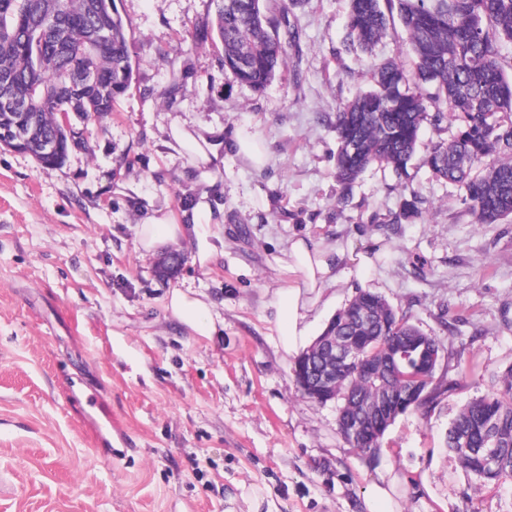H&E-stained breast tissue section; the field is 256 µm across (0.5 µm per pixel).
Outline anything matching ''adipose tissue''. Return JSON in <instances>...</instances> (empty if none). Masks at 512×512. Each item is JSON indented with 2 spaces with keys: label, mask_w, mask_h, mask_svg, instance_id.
I'll return each instance as SVG.
<instances>
[{
  "label": "adipose tissue",
  "mask_w": 512,
  "mask_h": 512,
  "mask_svg": "<svg viewBox=\"0 0 512 512\" xmlns=\"http://www.w3.org/2000/svg\"><path fill=\"white\" fill-rule=\"evenodd\" d=\"M170 145L180 154L188 156L194 164L210 166L203 177L201 201L190 214L189 224L177 223L169 214L148 217L136 228L137 241L142 250L152 253L185 234H192L197 244L196 257L200 263L210 262L218 253L213 239L214 228L212 197L224 191L221 172L225 152L247 161L254 168H262L266 155L255 134L246 129L236 131L231 142H223L218 130L210 127H190L173 124ZM362 255L353 250L336 248L323 250L305 238H297L288 247V271L293 279L277 288L269 302L277 327L276 347L288 356H297L310 344L311 327L320 310L334 302L330 289L335 284L345 263H362ZM167 309L183 326L195 335L214 336L221 317L203 293L193 289L175 288L167 296Z\"/></svg>",
  "instance_id": "1"
}]
</instances>
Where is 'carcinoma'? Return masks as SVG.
<instances>
[{
	"label": "carcinoma",
	"instance_id": "cac0c4a2",
	"mask_svg": "<svg viewBox=\"0 0 512 512\" xmlns=\"http://www.w3.org/2000/svg\"><path fill=\"white\" fill-rule=\"evenodd\" d=\"M0 10V72L13 76L9 95L31 115H38L36 136L52 137L58 150L44 154L29 149L44 167L65 164L74 130L61 123L59 113L81 117L112 111L132 78L127 49L128 24L121 14L109 13L106 0H66L74 21L95 20L109 27L112 50L85 49L77 68L89 80L84 99H54L74 77L72 68L51 58L38 59L35 39L28 46L16 31V17L32 12L54 22L55 36L65 41L80 33L58 21V0H7ZM302 0H280V16L268 15L261 0H210L211 32L224 44V69L242 84L264 88L277 70L298 51L300 32L289 14ZM288 24L280 36L281 23ZM400 23L413 57L412 65L393 61L374 65V86L336 106L329 120L336 134V179L341 193L336 205H348L352 189L368 167L378 165L397 177L407 172L417 154L422 125L456 123L447 141L427 147L423 162L439 179L460 184L464 202L478 224H496L512 217V68L499 52L512 42V0H349L345 50L357 58L373 57L374 48ZM336 335L354 346L366 347L382 336L390 352L374 370L336 372L337 424L358 420L374 428L377 418L369 403L380 396L407 397V385L395 375L397 356L414 362L411 342L417 327L407 314L391 308L374 292L360 290L330 323ZM457 385L456 380L428 384L429 393L408 407L424 414L433 410ZM446 446L461 467L489 484L512 477V368L494 382V391L469 402L448 427ZM498 449L501 467L488 472L483 450Z\"/></svg>",
	"mask_w": 512,
	"mask_h": 512
}]
</instances>
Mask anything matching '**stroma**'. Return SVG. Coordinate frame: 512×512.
<instances>
[{
	"label": "stroma",
	"mask_w": 512,
	"mask_h": 512,
	"mask_svg": "<svg viewBox=\"0 0 512 512\" xmlns=\"http://www.w3.org/2000/svg\"><path fill=\"white\" fill-rule=\"evenodd\" d=\"M116 6L132 80L113 112L69 115L88 148L44 168L0 146V512H367L382 476L402 512H512V478L477 485L445 444L462 407L512 367V220L476 223L461 188L418 158L401 181L369 168L337 208L327 118L372 85L369 64L342 46L347 0H303L301 54L260 91L225 70L209 0ZM175 122L228 140L248 127L267 162L227 158L212 200L223 255L200 264L194 240L178 239L188 258L162 278L136 227L160 212L183 219L202 174L170 147ZM258 189L264 200L250 204ZM409 190L423 213L402 220ZM297 237L371 259L341 275L315 332L369 290L466 368L433 411L396 418L376 455L344 441L335 405L303 397L294 358L275 347L268 302ZM174 288L213 303L224 321L214 336L173 319ZM90 383L112 409L108 463L66 397Z\"/></svg>",
	"instance_id": "obj_1"
}]
</instances>
